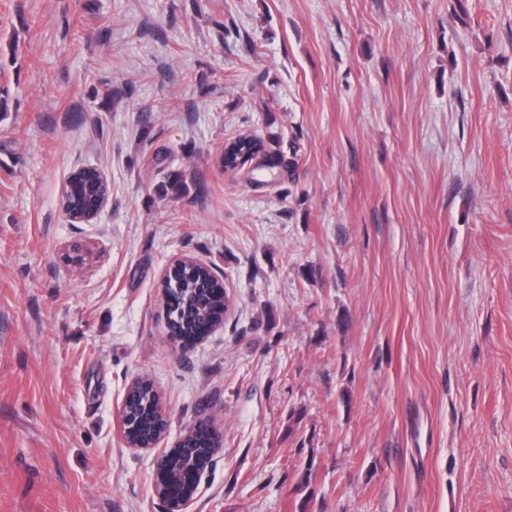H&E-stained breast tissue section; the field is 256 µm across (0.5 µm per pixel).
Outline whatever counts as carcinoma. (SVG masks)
<instances>
[{"label":"carcinoma","mask_w":512,"mask_h":512,"mask_svg":"<svg viewBox=\"0 0 512 512\" xmlns=\"http://www.w3.org/2000/svg\"><path fill=\"white\" fill-rule=\"evenodd\" d=\"M181 295L194 297L193 306L168 312L167 328L174 341L194 330L219 323L224 315L229 294L224 289V279L218 277L207 265H185L178 272ZM125 412L129 416L130 431L127 442L150 444L155 441L157 426L165 423L159 408V396L153 383L141 378L128 387L124 399ZM187 444H182L163 454L156 471L155 488L176 485L183 469L196 465L201 469L213 462V454L219 444V434L209 419L201 418L189 430Z\"/></svg>","instance_id":"obj_1"}]
</instances>
